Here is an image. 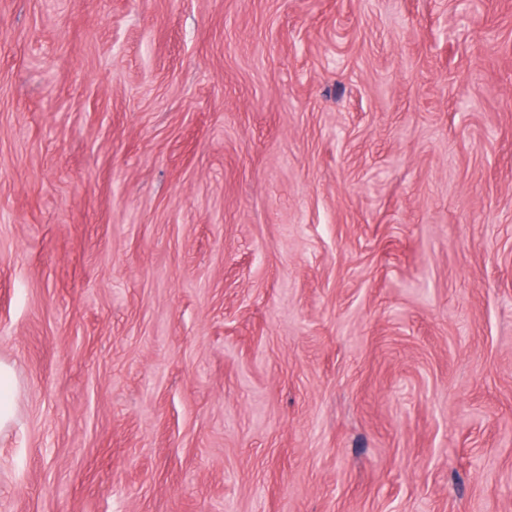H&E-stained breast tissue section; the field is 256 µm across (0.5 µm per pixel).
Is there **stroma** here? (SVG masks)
I'll use <instances>...</instances> for the list:
<instances>
[{"label": "stroma", "instance_id": "obj_1", "mask_svg": "<svg viewBox=\"0 0 512 512\" xmlns=\"http://www.w3.org/2000/svg\"><path fill=\"white\" fill-rule=\"evenodd\" d=\"M0 512H512V0H0ZM17 389L14 369L0 361V431L7 430L13 423Z\"/></svg>", "mask_w": 512, "mask_h": 512}]
</instances>
